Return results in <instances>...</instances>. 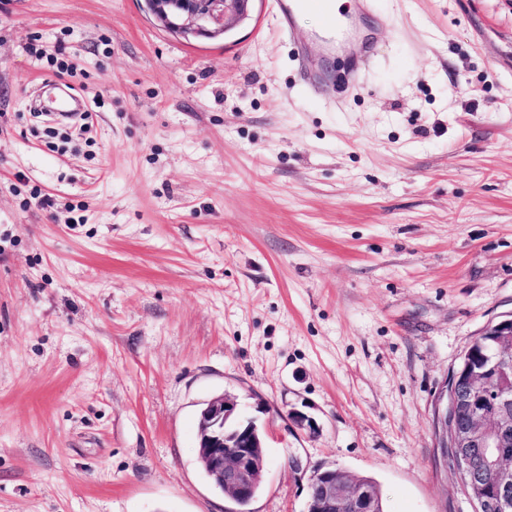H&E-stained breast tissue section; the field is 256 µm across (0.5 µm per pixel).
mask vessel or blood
<instances>
[{
    "mask_svg": "<svg viewBox=\"0 0 512 512\" xmlns=\"http://www.w3.org/2000/svg\"><path fill=\"white\" fill-rule=\"evenodd\" d=\"M370 8L371 0H281L277 22L279 28L286 31L292 29L294 18L299 12H316L321 18L327 42L340 45L348 37L347 17L362 16ZM358 78L359 64L355 61L331 77L321 73H307L303 76L308 88L315 93L323 92L333 83L350 85ZM49 86L53 94L49 97L46 108L57 122L67 123L84 113L86 105L82 95L60 80L50 81Z\"/></svg>",
    "mask_w": 512,
    "mask_h": 512,
    "instance_id": "1",
    "label": "vessel or blood"
}]
</instances>
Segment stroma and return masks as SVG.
<instances>
[{"mask_svg":"<svg viewBox=\"0 0 512 512\" xmlns=\"http://www.w3.org/2000/svg\"><path fill=\"white\" fill-rule=\"evenodd\" d=\"M274 14L188 43L142 0H0V512H235L197 459L221 394L265 435L250 512L327 467L472 512L434 399L512 314V0H373L324 96L290 42L343 58ZM58 76L90 125L37 114ZM359 60L353 61L346 67L342 68L332 77H328L321 73H305L303 80L308 88L314 93H321L332 83L343 85L345 87L356 82L359 78Z\"/></svg>","mask_w":512,"mask_h":512,"instance_id":"stroma-1","label":"stroma"}]
</instances>
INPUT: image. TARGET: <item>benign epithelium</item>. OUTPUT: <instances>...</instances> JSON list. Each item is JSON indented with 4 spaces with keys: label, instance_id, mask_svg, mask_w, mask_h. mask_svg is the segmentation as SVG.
Wrapping results in <instances>:
<instances>
[{
    "label": "benign epithelium",
    "instance_id": "1",
    "mask_svg": "<svg viewBox=\"0 0 512 512\" xmlns=\"http://www.w3.org/2000/svg\"><path fill=\"white\" fill-rule=\"evenodd\" d=\"M171 34L187 41L229 34L250 18L255 0H145ZM482 336L498 339V355L478 370H452L437 394V447L450 456L459 480L471 484L482 510L501 512L512 501V390L497 374L512 366V314L488 324ZM465 409L466 419L457 417ZM259 426L239 418L237 402L210 400L198 420V456L212 482L235 500L252 495L266 469ZM481 449L475 462L471 449ZM376 495L341 468L315 472L308 484L307 512H377Z\"/></svg>",
    "mask_w": 512,
    "mask_h": 512
}]
</instances>
